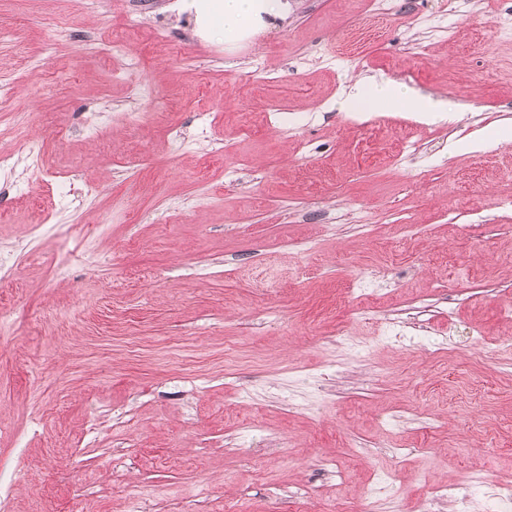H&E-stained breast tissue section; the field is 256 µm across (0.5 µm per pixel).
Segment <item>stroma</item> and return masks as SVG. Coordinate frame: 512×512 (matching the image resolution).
Returning a JSON list of instances; mask_svg holds the SVG:
<instances>
[{"instance_id": "obj_1", "label": "stroma", "mask_w": 512, "mask_h": 512, "mask_svg": "<svg viewBox=\"0 0 512 512\" xmlns=\"http://www.w3.org/2000/svg\"><path fill=\"white\" fill-rule=\"evenodd\" d=\"M290 4L229 47L169 0L133 28L130 0H0L28 115L0 112V512H345L381 469L383 512L512 490V0H385L354 50L373 0ZM360 79L458 115L352 120ZM74 167L96 194L50 188ZM449 500L452 512H474L476 511L475 500L468 492H458L455 488L443 486L436 491L433 499L422 500L419 504V512H436L435 503L437 500Z\"/></svg>"}]
</instances>
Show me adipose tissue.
<instances>
[{"instance_id": "ef3b65f1", "label": "adipose tissue", "mask_w": 512, "mask_h": 512, "mask_svg": "<svg viewBox=\"0 0 512 512\" xmlns=\"http://www.w3.org/2000/svg\"><path fill=\"white\" fill-rule=\"evenodd\" d=\"M194 11V22L203 32L219 33L225 43L235 44L249 40L266 18L286 19L289 0H188ZM408 102L406 92L391 83L361 84L350 87L344 107L353 112L370 107L377 112Z\"/></svg>"}]
</instances>
